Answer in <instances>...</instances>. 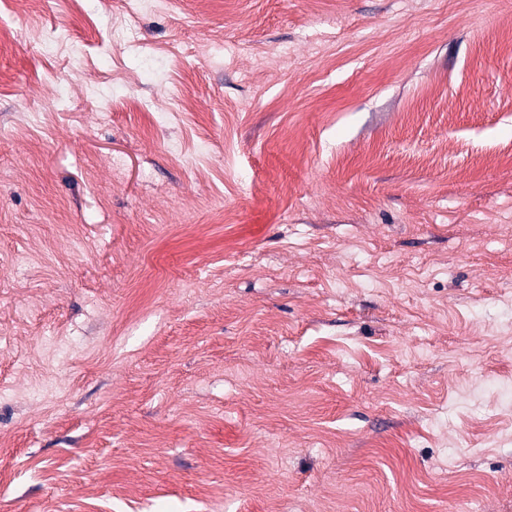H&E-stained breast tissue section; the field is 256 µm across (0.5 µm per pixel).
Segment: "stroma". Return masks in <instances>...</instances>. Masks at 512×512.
<instances>
[{"label": "stroma", "mask_w": 512, "mask_h": 512, "mask_svg": "<svg viewBox=\"0 0 512 512\" xmlns=\"http://www.w3.org/2000/svg\"><path fill=\"white\" fill-rule=\"evenodd\" d=\"M0 27V512H512V0Z\"/></svg>", "instance_id": "1"}]
</instances>
